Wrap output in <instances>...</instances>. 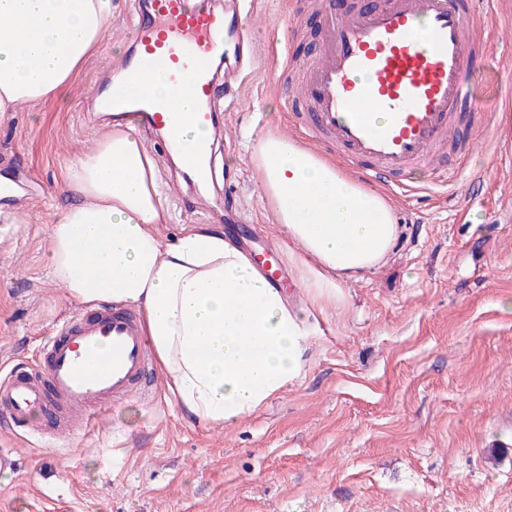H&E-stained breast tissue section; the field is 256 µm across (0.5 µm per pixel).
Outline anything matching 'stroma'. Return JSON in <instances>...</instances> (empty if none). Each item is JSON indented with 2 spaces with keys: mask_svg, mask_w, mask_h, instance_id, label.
Segmentation results:
<instances>
[{
  "mask_svg": "<svg viewBox=\"0 0 512 512\" xmlns=\"http://www.w3.org/2000/svg\"><path fill=\"white\" fill-rule=\"evenodd\" d=\"M135 0H113L97 53L52 102L0 118V175L24 184L30 223L0 230V375L39 370L57 324L78 312L47 274L48 226L71 204L62 168L104 131L96 107L133 49ZM316 0H259L256 71L220 113L216 186L201 192L159 132L174 239L212 224L250 248L293 245L260 198L250 147L267 133L305 141L309 102L288 101L321 49ZM466 81L487 108L463 114L446 148L459 193L426 191L431 169L389 188L400 237L385 266L346 284L310 338L300 383L238 425L187 420L152 394L99 412L92 430L38 440L0 421V512H512V0L481 6Z\"/></svg>",
  "mask_w": 512,
  "mask_h": 512,
  "instance_id": "35a3bbf8",
  "label": "stroma"
}]
</instances>
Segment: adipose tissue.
Instances as JSON below:
<instances>
[{
    "instance_id": "ef3b65f1",
    "label": "adipose tissue",
    "mask_w": 512,
    "mask_h": 512,
    "mask_svg": "<svg viewBox=\"0 0 512 512\" xmlns=\"http://www.w3.org/2000/svg\"><path fill=\"white\" fill-rule=\"evenodd\" d=\"M112 0H0V117L50 101L93 55ZM261 195L295 244L305 306H293L223 230L196 225L172 242L156 162L134 119L68 162L81 204L49 227L48 274L69 299L132 306L166 390L191 421L226 426L288 390L326 304L386 263L401 228L389 199L300 142L257 139Z\"/></svg>"
}]
</instances>
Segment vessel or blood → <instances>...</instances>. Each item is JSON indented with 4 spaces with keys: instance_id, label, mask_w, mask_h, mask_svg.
Segmentation results:
<instances>
[{
    "instance_id": "vessel-or-blood-1",
    "label": "vessel or blood",
    "mask_w": 512,
    "mask_h": 512,
    "mask_svg": "<svg viewBox=\"0 0 512 512\" xmlns=\"http://www.w3.org/2000/svg\"><path fill=\"white\" fill-rule=\"evenodd\" d=\"M246 0H224L223 10L201 0H146L134 18L138 46L126 58L123 86L112 104L165 128L181 122L211 128L216 98L232 111L233 94L218 96L211 75L233 39L225 77H248L255 62ZM477 0H386L369 13L329 18L319 55L302 85L310 100L311 137H327L363 177L401 185L405 174L434 163V150L463 113H482L470 93L465 61L474 45L467 21ZM168 75L171 93L156 101L142 92L150 73ZM260 270L271 284L283 274L273 249ZM46 374L27 370L0 378V415L21 431L54 436L71 430L75 415L92 419L112 401L147 393L153 360L135 312L104 306L72 315L47 346Z\"/></svg>"
}]
</instances>
